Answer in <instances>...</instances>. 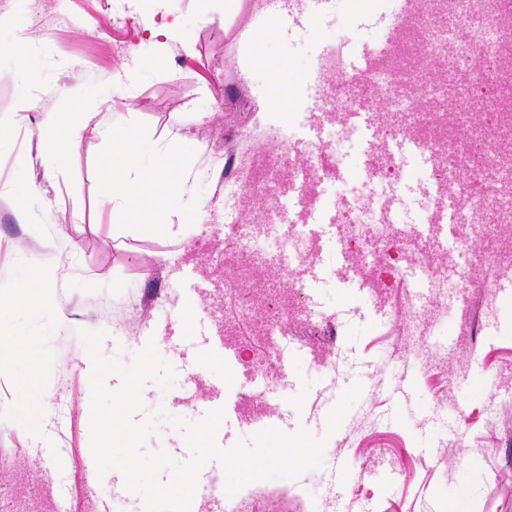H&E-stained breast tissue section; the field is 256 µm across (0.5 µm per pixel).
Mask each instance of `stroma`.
<instances>
[{
	"label": "stroma",
	"mask_w": 512,
	"mask_h": 512,
	"mask_svg": "<svg viewBox=\"0 0 512 512\" xmlns=\"http://www.w3.org/2000/svg\"><path fill=\"white\" fill-rule=\"evenodd\" d=\"M268 4L240 0L235 12L216 9L211 23L194 26L193 0H167L159 11L148 0H0V43L10 42L12 27L27 30L39 82L34 107L17 116L16 60L0 53V356L14 362L0 370V455L9 459L0 467V512H145L141 495L89 474L92 363L82 329L105 331V357L131 363L151 341L173 366L172 387L147 383L135 418L164 409L144 448L180 462L190 451L171 418L196 422L252 397L267 405V419L226 416L220 446L272 424L319 437L341 394L362 385L327 437L322 467L249 484L234 497L243 512H267L279 494L296 512H512V287L463 305L452 272L408 308L395 262L382 269L385 294L372 304L358 278L339 276L343 245L329 241L305 307L288 313L285 378L253 370L260 332L276 314L266 300L293 283L288 272L251 277L248 295L239 296L230 255L247 238L249 267L284 256L296 268L310 243L287 225L268 229L266 198L243 170L246 145L261 159L284 150L259 100L277 81L290 90L288 113L304 111L313 96L298 89L325 45L343 44L345 65L356 66L392 35L380 6L325 0L311 13L294 0L259 70L246 62L245 40ZM175 22L185 24V42L156 36ZM128 69L137 70L135 83H116ZM76 112L101 113L185 166V188L200 207L176 233L158 229L151 207L129 214L112 206L98 175L109 153L100 139L84 137L53 169L43 166L41 128ZM176 123L188 146L172 140ZM375 149L364 137L337 183L347 203H383L386 181L362 177ZM21 176L43 194L23 221ZM434 202L411 172L390 207L394 227L419 226ZM37 284L44 293L30 294ZM471 321L476 339L459 338ZM230 326L231 361L220 341ZM452 333V350L429 352L428 343L440 346ZM338 456L351 464L340 482L330 473Z\"/></svg>",
	"instance_id": "1"
}]
</instances>
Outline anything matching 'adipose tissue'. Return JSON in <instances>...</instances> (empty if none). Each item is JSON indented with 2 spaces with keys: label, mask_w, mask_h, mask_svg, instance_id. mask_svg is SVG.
Segmentation results:
<instances>
[{
  "label": "adipose tissue",
  "mask_w": 512,
  "mask_h": 512,
  "mask_svg": "<svg viewBox=\"0 0 512 512\" xmlns=\"http://www.w3.org/2000/svg\"><path fill=\"white\" fill-rule=\"evenodd\" d=\"M87 135L104 138L110 145L111 155L101 164L100 179L118 208L132 212L146 201L158 212L175 205L185 210L196 208L194 199L180 196L184 174L171 158L150 151L132 131L95 120L90 112L81 113L78 123L65 132L46 129L44 138L49 147L42 157L45 167H52Z\"/></svg>",
  "instance_id": "ef3b65f1"
}]
</instances>
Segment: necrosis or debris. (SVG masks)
Listing matches in <instances>:
<instances>
[{
    "label": "necrosis or debris",
    "mask_w": 512,
    "mask_h": 512,
    "mask_svg": "<svg viewBox=\"0 0 512 512\" xmlns=\"http://www.w3.org/2000/svg\"><path fill=\"white\" fill-rule=\"evenodd\" d=\"M396 37L380 56L365 80L350 81L339 65L335 49H325L313 67L337 66L336 87L312 107L325 121L321 141L310 144L303 163L293 155L256 169L253 182L265 192L269 212L282 224H299L315 214L322 202L332 198L333 172H344L352 159L360 131L347 122L348 113L359 111L364 99L377 96L389 112L410 107L421 112L411 128L372 127L373 136L385 144L384 152L365 164L367 179L387 178L399 188L409 170L420 166L434 186L437 197L450 196L452 189L495 180L512 185V150L504 147L512 137V0H415L413 9L394 17ZM451 49L455 72L482 102L491 103L494 123L466 134L469 101H461L454 113L437 111L435 99L393 92L392 80H405L424 64ZM459 228L456 245L447 262L436 261L432 252L409 249L406 241H395L386 214L342 225L347 245H367L365 269H373L392 252L407 253L409 263L431 282H440L448 266L486 265L490 272L480 281L485 294L495 288V271L512 265V245L503 244L497 254L475 252L474 239L483 237L488 223L512 219V195H469L453 203L447 217ZM437 210H425L422 220L440 223Z\"/></svg>",
    "instance_id": "4bbe7bcc"
}]
</instances>
